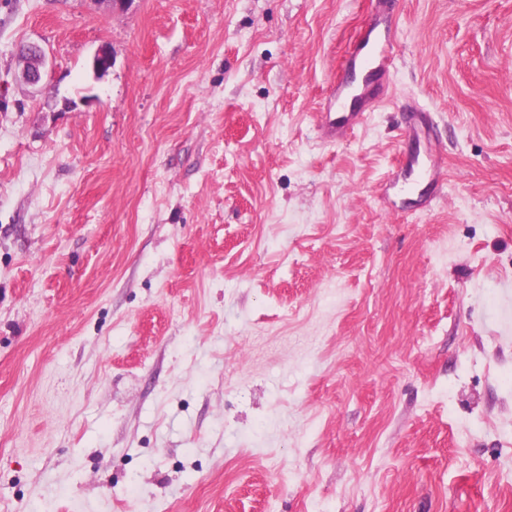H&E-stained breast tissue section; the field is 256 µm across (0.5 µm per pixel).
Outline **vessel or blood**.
Listing matches in <instances>:
<instances>
[{"mask_svg":"<svg viewBox=\"0 0 512 512\" xmlns=\"http://www.w3.org/2000/svg\"><path fill=\"white\" fill-rule=\"evenodd\" d=\"M393 40L390 29L375 27L362 42L355 45L354 55L359 65L348 71L336 85L327 110L322 115L320 131L324 139H344L364 121L368 110L379 105L374 84L393 67ZM403 164L408 171L424 178L437 175L440 170L439 158L431 152L423 157L405 156Z\"/></svg>","mask_w":512,"mask_h":512,"instance_id":"1","label":"vessel or blood"}]
</instances>
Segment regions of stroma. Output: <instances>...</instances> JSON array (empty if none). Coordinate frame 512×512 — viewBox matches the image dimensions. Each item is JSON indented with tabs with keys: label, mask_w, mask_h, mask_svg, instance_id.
<instances>
[{
	"label": "stroma",
	"mask_w": 512,
	"mask_h": 512,
	"mask_svg": "<svg viewBox=\"0 0 512 512\" xmlns=\"http://www.w3.org/2000/svg\"><path fill=\"white\" fill-rule=\"evenodd\" d=\"M373 2L0 0V512H512V0ZM393 40L390 29L375 26L354 46L359 65L336 84L327 111L322 115L320 131L324 139L336 142L344 139L364 121L367 112L384 101L383 97L376 98L374 83L392 70ZM19 57L23 63L21 80L29 86L38 85L49 62L45 51L37 44H29L20 50ZM405 168L410 171H416L423 179L430 176L436 177L440 171L439 158L436 154L429 152L425 155V162L421 163L420 155H407L401 159Z\"/></svg>",
	"instance_id": "obj_1"
}]
</instances>
